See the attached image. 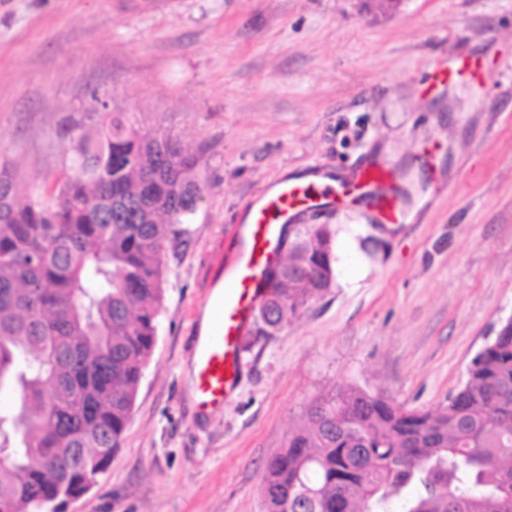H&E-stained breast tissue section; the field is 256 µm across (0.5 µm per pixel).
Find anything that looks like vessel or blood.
Wrapping results in <instances>:
<instances>
[{"instance_id": "obj_1", "label": "vessel or blood", "mask_w": 512, "mask_h": 512, "mask_svg": "<svg viewBox=\"0 0 512 512\" xmlns=\"http://www.w3.org/2000/svg\"><path fill=\"white\" fill-rule=\"evenodd\" d=\"M362 204L370 206L375 223H405L407 208L391 166L368 164L330 184L283 180L246 206L248 241L236 255L230 280L209 290L211 324L196 338L193 371L199 415L222 409L238 385L241 343L276 265L285 225L302 216Z\"/></svg>"}]
</instances>
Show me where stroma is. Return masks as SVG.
<instances>
[{
  "instance_id": "35a3bbf8",
  "label": "stroma",
  "mask_w": 512,
  "mask_h": 512,
  "mask_svg": "<svg viewBox=\"0 0 512 512\" xmlns=\"http://www.w3.org/2000/svg\"><path fill=\"white\" fill-rule=\"evenodd\" d=\"M462 57L479 74L426 95L423 75ZM99 97L200 153L202 196L166 252L121 445L67 512H265V464L311 401L354 387L437 410L512 317V0H0L1 156L52 181L64 125ZM369 162L397 166L407 222L364 206L317 216L332 288L247 337L239 387L197 420L195 336L243 205Z\"/></svg>"
}]
</instances>
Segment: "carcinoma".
<instances>
[{"mask_svg": "<svg viewBox=\"0 0 512 512\" xmlns=\"http://www.w3.org/2000/svg\"><path fill=\"white\" fill-rule=\"evenodd\" d=\"M59 174L30 185L0 160V512H63L120 447L152 354L176 226L196 210L199 155L97 112ZM258 309L288 324L334 282L326 224H296ZM269 458L266 512H512V317L435 411L349 388L313 400Z\"/></svg>", "mask_w": 512, "mask_h": 512, "instance_id": "carcinoma-1", "label": "carcinoma"}]
</instances>
